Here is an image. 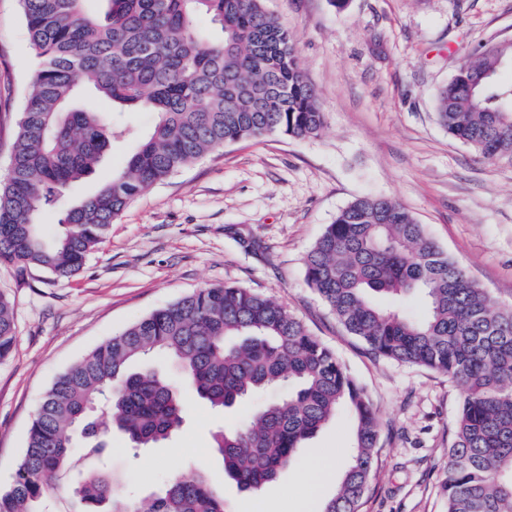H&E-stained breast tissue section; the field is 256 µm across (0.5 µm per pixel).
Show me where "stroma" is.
Segmentation results:
<instances>
[{"mask_svg": "<svg viewBox=\"0 0 512 512\" xmlns=\"http://www.w3.org/2000/svg\"><path fill=\"white\" fill-rule=\"evenodd\" d=\"M294 36L326 114L315 137L282 135L216 149L137 197L69 279L0 267L17 340L0 363V487L24 452L27 427L55 379L103 341L195 290L236 284L299 317L366 388L381 426L361 512H447L448 428L459 391L430 369L370 354L304 279L303 261L348 203L403 204L497 303L512 305V165L491 163L437 121L436 89L465 57L512 43V0H263ZM40 66L18 0H0V176L23 96ZM133 136L70 192L92 194L120 169L151 112L123 114ZM181 432L138 460L113 431L112 471L149 494L196 464L223 484L228 512H321L351 460L345 414L303 449L300 466L256 494L224 478L212 436L237 424L245 402L217 410L185 393ZM315 470L313 481L304 471Z\"/></svg>", "mask_w": 512, "mask_h": 512, "instance_id": "1", "label": "stroma"}]
</instances>
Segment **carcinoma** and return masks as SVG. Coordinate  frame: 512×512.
Listing matches in <instances>:
<instances>
[{"instance_id": "obj_1", "label": "carcinoma", "mask_w": 512, "mask_h": 512, "mask_svg": "<svg viewBox=\"0 0 512 512\" xmlns=\"http://www.w3.org/2000/svg\"><path fill=\"white\" fill-rule=\"evenodd\" d=\"M19 0L40 69L28 88L0 179V265L76 275L140 194L226 143L317 136L326 124L293 36L263 0ZM210 16L217 40L197 26ZM512 44L466 59L435 97L440 125L493 163H512V86L498 70ZM112 103L108 115L80 94ZM153 112L152 131L93 195L40 215L133 130L123 112ZM304 277L336 320L376 357L425 367L455 384L461 407L448 447V512H512V307L495 304L401 203L360 197L326 225ZM418 297L420 316L401 304ZM17 328L0 294V362ZM288 395L220 432L215 448L239 490L274 484L306 442L345 409L349 467L322 512H360L380 424L366 389L336 353L283 306L237 285L200 288L139 318L60 375L28 429L0 512H226L224 489L189 466L135 497L112 472L101 436L116 428L135 453L185 421L182 388L230 408L273 385Z\"/></svg>"}]
</instances>
